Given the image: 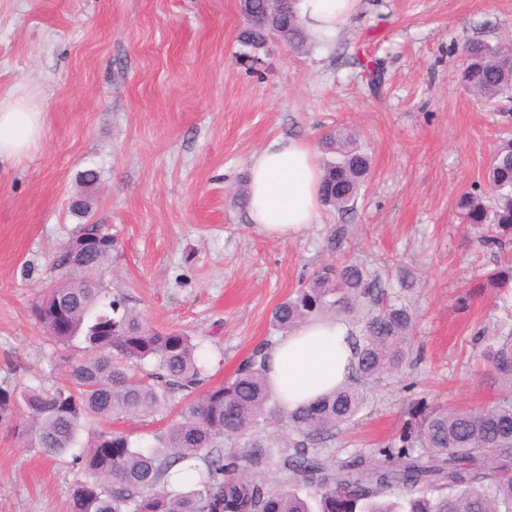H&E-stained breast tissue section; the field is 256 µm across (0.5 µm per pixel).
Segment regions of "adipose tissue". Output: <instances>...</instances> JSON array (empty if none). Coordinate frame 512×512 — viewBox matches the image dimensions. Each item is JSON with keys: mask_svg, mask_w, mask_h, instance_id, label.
<instances>
[{"mask_svg": "<svg viewBox=\"0 0 512 512\" xmlns=\"http://www.w3.org/2000/svg\"><path fill=\"white\" fill-rule=\"evenodd\" d=\"M359 0H295L309 39L336 37L356 14ZM43 114L26 98H0V162L17 161L41 139ZM322 170L310 144H271L250 162L248 218L262 234L290 239L315 222ZM351 327L342 318L307 321L268 350L267 382L288 410L314 402L351 377Z\"/></svg>", "mask_w": 512, "mask_h": 512, "instance_id": "adipose-tissue-1", "label": "adipose tissue"}]
</instances>
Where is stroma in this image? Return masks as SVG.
Wrapping results in <instances>:
<instances>
[{"instance_id": "obj_1", "label": "stroma", "mask_w": 512, "mask_h": 512, "mask_svg": "<svg viewBox=\"0 0 512 512\" xmlns=\"http://www.w3.org/2000/svg\"><path fill=\"white\" fill-rule=\"evenodd\" d=\"M242 25L238 0H0V97L44 114L36 148L0 164V386L65 382L29 307L86 197L85 220L117 241L105 282L151 327L195 336L214 384L278 339L274 308L326 264L401 293L416 361L371 388L322 444L327 459L384 446L418 400L488 402L482 343L512 329V302L489 291L463 311L456 299L505 254L466 231L455 203L483 188L512 138V100L472 95L459 73L463 44L512 43V0H362L335 40L299 50L251 52ZM336 127L371 158L351 210L321 208L289 240L258 232L237 202L253 155ZM87 169L99 175L90 189ZM76 477L71 457L0 426V512H70Z\"/></svg>"}]
</instances>
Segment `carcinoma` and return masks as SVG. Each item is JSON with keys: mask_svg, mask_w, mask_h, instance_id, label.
Returning <instances> with one entry per match:
<instances>
[{"mask_svg": "<svg viewBox=\"0 0 512 512\" xmlns=\"http://www.w3.org/2000/svg\"><path fill=\"white\" fill-rule=\"evenodd\" d=\"M294 0L266 24L247 19L243 46L254 48L282 27L288 46L308 42ZM461 78L488 100L512 98V45L470 42L462 48ZM336 155L323 168L322 204L349 210L370 173V159L351 134L334 128L318 139ZM488 193L465 192L457 202L460 223L478 240L504 246L512 240V140L502 142L486 173ZM97 241L82 254L70 244ZM115 242L105 224H80L54 258L57 276L31 305L46 338L62 349L81 345L84 357L59 356L67 383L53 389L0 387V426L11 427L28 447L48 457L72 454L79 476L71 512H512V336L486 345L493 384L500 397L469 408L419 402L398 440L377 450L332 463L319 445L355 421L368 402V386L399 374L412 353L413 315L396 303L379 280L360 268L326 265L272 312V326L287 333L308 319L345 316L352 336L351 382L292 412L269 393L263 344L224 382L206 385L198 341L181 330L149 327L103 281ZM512 299V264L502 266L458 298L465 307L484 290ZM182 396L158 445L135 442L107 427L114 417H137ZM286 421L279 444L287 477L269 484L257 477L270 462L267 426ZM242 442L245 454L224 452ZM195 461L197 482L170 484L172 471ZM255 475H240V461ZM402 494V501L390 497Z\"/></svg>", "mask_w": 512, "mask_h": 512, "instance_id": "1", "label": "carcinoma"}]
</instances>
